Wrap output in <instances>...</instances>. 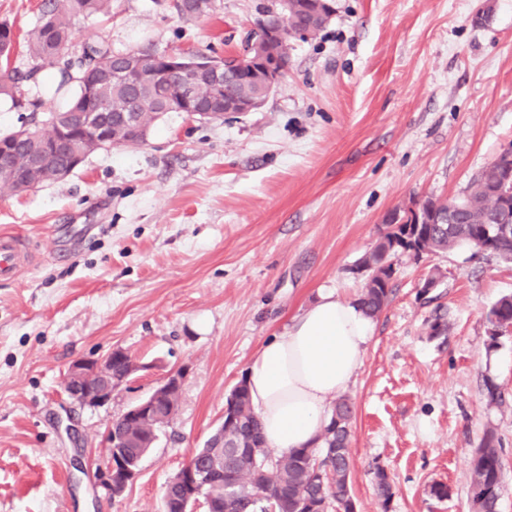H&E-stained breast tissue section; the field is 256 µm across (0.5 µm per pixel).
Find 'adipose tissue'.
<instances>
[{
	"mask_svg": "<svg viewBox=\"0 0 512 512\" xmlns=\"http://www.w3.org/2000/svg\"><path fill=\"white\" fill-rule=\"evenodd\" d=\"M374 331L358 300L326 290L293 317L284 335L260 347L248 364L246 384L269 450L280 455L318 444L331 406L361 367Z\"/></svg>",
	"mask_w": 512,
	"mask_h": 512,
	"instance_id": "1",
	"label": "adipose tissue"
}]
</instances>
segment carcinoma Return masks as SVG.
<instances>
[{
	"label": "carcinoma",
	"instance_id": "carcinoma-1",
	"mask_svg": "<svg viewBox=\"0 0 512 512\" xmlns=\"http://www.w3.org/2000/svg\"><path fill=\"white\" fill-rule=\"evenodd\" d=\"M298 10L293 22L304 23L316 33L332 14H309L303 11L304 0H296ZM112 0H45L38 25L27 32L29 55L37 68L63 63V73L77 83L76 94L64 106L53 110L40 123H32L15 132L0 136L6 147L9 169L0 171V188L21 193L30 188L56 182L74 170L77 163L91 153L112 144L136 146L144 139L130 137L128 127L116 122L111 136L116 141L101 142L78 129V112H133L141 124L150 129L160 112H180L176 85L179 77L165 75V63L153 57L148 47L114 52L104 43L83 48L75 59L60 61L71 40L72 25L80 17L106 15ZM14 32L7 23L0 24V98L11 100L20 108L35 112L36 101L23 102L19 97L22 77L10 68L14 50ZM255 93V81L248 73L230 72L219 81L197 80L194 111L207 112L214 100L227 97L247 98ZM58 139L69 143V152L43 157L46 147ZM504 158L499 157L472 180L467 194L450 202L428 198L419 204L422 213L435 209L450 214V224H403L387 227L373 251L362 260L370 274L360 295L366 313L378 315L389 301L391 273L378 266L379 254L393 249L392 255L406 254L415 259L459 245L471 246L483 241L486 228L508 216L512 221V194L500 189L499 171ZM489 253L512 262V234L492 240ZM493 334L512 326V297L501 298L490 311ZM235 426H224L225 446L203 448L193 461L198 472H209L213 465L224 469V482L209 484L204 493L224 512H326L327 505L337 503L344 512H355L349 484L350 423L353 406L345 398L336 401L332 417L314 448H298L276 458L264 444L260 423L250 405L245 382H240L227 399ZM162 417L137 422L132 434L147 439L169 424ZM500 441L495 432H485L471 462L469 494L475 512H498L502 490ZM375 489L382 506H388L392 488L381 468L375 471Z\"/></svg>",
	"mask_w": 512,
	"mask_h": 512
}]
</instances>
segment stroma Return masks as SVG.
Returning a JSON list of instances; mask_svg holds the SVG:
<instances>
[{
	"label": "stroma",
	"instance_id": "obj_1",
	"mask_svg": "<svg viewBox=\"0 0 512 512\" xmlns=\"http://www.w3.org/2000/svg\"><path fill=\"white\" fill-rule=\"evenodd\" d=\"M269 2L217 0L213 17L186 21L171 0H112L111 17L75 22L67 54L102 41L221 60L242 51ZM333 6L319 33L290 39L288 71L261 109L220 122L171 112L145 144L0 193V233L30 255L0 277V512H163L168 480L222 423L260 346L321 290L361 295L356 267L390 212L462 197L512 148V0ZM74 90L50 68L23 86L44 113ZM393 263L345 392L356 512H473L471 460L489 429L501 441L498 512H512V331L489 321L512 295V263L466 245ZM438 314L448 332L433 339ZM115 348L138 371L102 406L70 399L69 366ZM176 370L173 421L108 498L97 477L108 427Z\"/></svg>",
	"mask_w": 512,
	"mask_h": 512
}]
</instances>
